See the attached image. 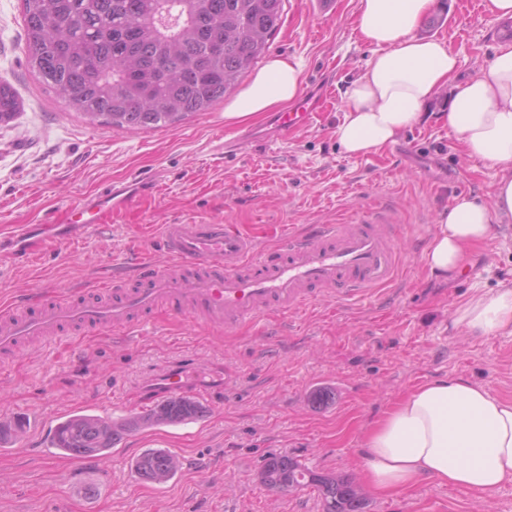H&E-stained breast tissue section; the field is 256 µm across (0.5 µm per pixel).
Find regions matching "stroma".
<instances>
[{
    "label": "stroma",
    "instance_id": "35a3bbf8",
    "mask_svg": "<svg viewBox=\"0 0 512 512\" xmlns=\"http://www.w3.org/2000/svg\"><path fill=\"white\" fill-rule=\"evenodd\" d=\"M285 0L269 51L302 66L303 94L322 97L318 122L270 142L225 152L243 124L223 103L182 123L129 131L68 111L26 63L21 0H0V79L24 107L0 125V241L21 224H60L67 210L104 188L146 182L126 211L97 232L40 245L36 262L0 255V301L34 285L57 292L149 248L164 224H236L274 245L280 231L340 224L375 205L393 218L400 261L395 279L371 295H327L287 320H260L227 334L156 313L145 333L105 335L69 349L26 350L0 377V422L37 416L0 455V512H322L312 487L274 493L257 478L272 454L319 474L360 477L364 432L400 395L442 377L462 378L512 400V333L472 336L453 327L471 289L512 287V220L494 225L453 278L431 276L422 255L438 214L467 195L493 206L499 166L469 157L429 108L375 154L352 156L336 127L345 93L374 48L356 25L359 0ZM447 37L458 77L479 74L503 37L485 0H437L418 29ZM179 365L211 391L214 407L180 425L124 434L102 463L58 455L57 424L84 411L115 420L145 411L162 370ZM318 388L325 403H311ZM163 448L180 461L163 485L140 479L131 462ZM512 512V484L486 493L426 479L389 496L368 494L365 512Z\"/></svg>",
    "mask_w": 512,
    "mask_h": 512
}]
</instances>
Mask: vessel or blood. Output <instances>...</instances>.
I'll return each mask as SVG.
<instances>
[{"label":"vessel or blood","instance_id":"b4317fda","mask_svg":"<svg viewBox=\"0 0 512 512\" xmlns=\"http://www.w3.org/2000/svg\"><path fill=\"white\" fill-rule=\"evenodd\" d=\"M317 103L301 99L275 113L270 129H250L249 142L270 134H288L318 115ZM130 187L112 186L71 208L61 224L21 228L13 239L12 259L27 262L37 237L67 239L100 228L106 213L132 203ZM391 218L368 212L355 224H318L311 232L291 235L276 248L260 244L233 224H165L150 242L168 259L164 266L137 257L130 274L104 273L78 291L48 294L35 288L25 298L0 307V371L11 368L21 349L40 341L52 345L67 329L90 335H142L154 311L223 328L232 333L264 317H287L331 292L337 300L367 295L390 280L396 253L389 234ZM183 367L165 369L154 398L191 393Z\"/></svg>","mask_w":512,"mask_h":512}]
</instances>
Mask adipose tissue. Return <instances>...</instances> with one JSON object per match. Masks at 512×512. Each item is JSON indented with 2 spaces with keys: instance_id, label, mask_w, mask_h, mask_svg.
Here are the masks:
<instances>
[{
  "instance_id": "obj_1",
  "label": "adipose tissue",
  "mask_w": 512,
  "mask_h": 512,
  "mask_svg": "<svg viewBox=\"0 0 512 512\" xmlns=\"http://www.w3.org/2000/svg\"><path fill=\"white\" fill-rule=\"evenodd\" d=\"M434 7L435 0H361L357 29L375 53L346 92L336 136L349 154L376 152L418 123L449 87V132L469 157L500 165L501 174L493 207L462 195L440 213L423 261L430 275L445 279L458 274L495 219L512 216V44L498 46L476 77L457 80L447 39L417 34ZM301 83L300 63L270 57L225 105L224 117L249 121L296 98ZM452 324L475 336L512 330V287L471 294ZM364 445L363 476L377 495L410 490L424 478L491 491L512 483V401L463 379L425 382L368 427Z\"/></svg>"
}]
</instances>
